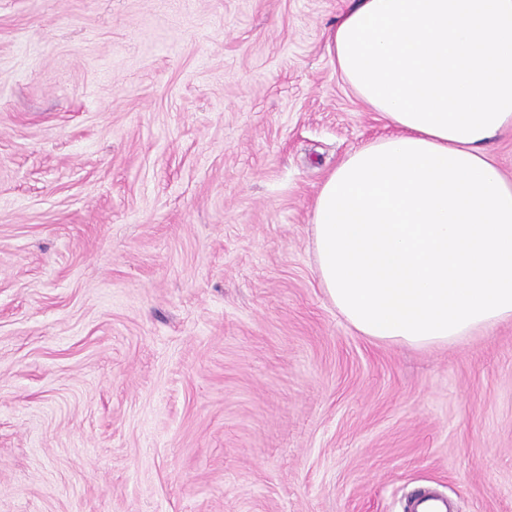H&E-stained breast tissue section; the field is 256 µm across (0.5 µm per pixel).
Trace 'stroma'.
<instances>
[{
  "instance_id": "35a3bbf8",
  "label": "stroma",
  "mask_w": 512,
  "mask_h": 512,
  "mask_svg": "<svg viewBox=\"0 0 512 512\" xmlns=\"http://www.w3.org/2000/svg\"><path fill=\"white\" fill-rule=\"evenodd\" d=\"M351 0H0V512H512V319L360 336L311 210L394 128Z\"/></svg>"
}]
</instances>
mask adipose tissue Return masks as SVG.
Wrapping results in <instances>:
<instances>
[{
  "label": "adipose tissue",
  "instance_id": "ef3b65f1",
  "mask_svg": "<svg viewBox=\"0 0 512 512\" xmlns=\"http://www.w3.org/2000/svg\"><path fill=\"white\" fill-rule=\"evenodd\" d=\"M327 49L395 134L350 151L311 224L321 288L361 336L425 346L512 319V0H356ZM487 151L503 175L512 180V130H508L492 139Z\"/></svg>",
  "mask_w": 512,
  "mask_h": 512
}]
</instances>
